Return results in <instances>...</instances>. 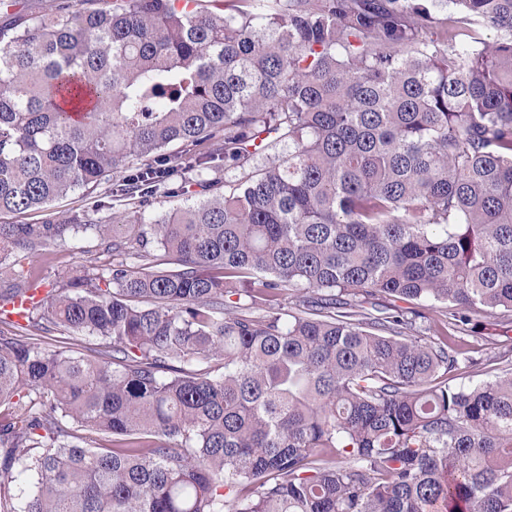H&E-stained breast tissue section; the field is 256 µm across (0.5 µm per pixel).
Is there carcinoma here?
<instances>
[{
    "instance_id": "cac0c4a2",
    "label": "carcinoma",
    "mask_w": 512,
    "mask_h": 512,
    "mask_svg": "<svg viewBox=\"0 0 512 512\" xmlns=\"http://www.w3.org/2000/svg\"><path fill=\"white\" fill-rule=\"evenodd\" d=\"M243 2L0 26V215L119 169L129 206L0 224L3 304L41 286L16 253L92 230L113 256L0 313V512H512V373L448 384L457 335L512 317V0ZM207 140L224 171L167 153ZM190 171L204 198L146 220ZM378 293L447 305L442 340ZM44 335L47 336L43 338L46 346L50 348L58 345L69 346L73 351L81 354H90V349L97 348L100 343V341L93 336H68L67 333L61 334L60 331ZM61 341H65L66 344H62Z\"/></svg>"
}]
</instances>
